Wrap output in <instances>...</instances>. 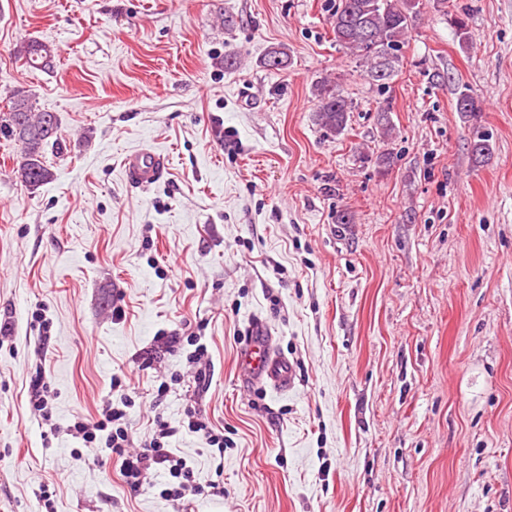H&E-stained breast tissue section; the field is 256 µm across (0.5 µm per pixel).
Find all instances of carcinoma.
I'll use <instances>...</instances> for the list:
<instances>
[{
	"instance_id": "1",
	"label": "carcinoma",
	"mask_w": 512,
	"mask_h": 512,
	"mask_svg": "<svg viewBox=\"0 0 512 512\" xmlns=\"http://www.w3.org/2000/svg\"><path fill=\"white\" fill-rule=\"evenodd\" d=\"M420 0H338L329 17L336 45L353 56L359 67L381 87L387 80L378 77L381 60L390 57L392 74L402 61V48L420 13ZM24 64L44 69L53 64L55 50L42 42L28 40L15 50ZM317 100L315 120L328 132L344 133L351 102L341 84L325 79L314 87ZM456 111L465 118L479 112L475 99L462 90L456 99ZM58 116L40 111L32 97L23 91L8 96L0 110V137L13 140L21 147V160L13 169L15 179L28 189L49 182L53 173L47 165L45 150L60 143Z\"/></svg>"
}]
</instances>
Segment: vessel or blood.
<instances>
[{
    "mask_svg": "<svg viewBox=\"0 0 512 512\" xmlns=\"http://www.w3.org/2000/svg\"><path fill=\"white\" fill-rule=\"evenodd\" d=\"M128 182L137 187H147L162 175L163 161L153 152L135 151L124 159ZM244 376L249 384L286 392L295 385V370L288 359L276 353L273 334L267 326L257 323L250 331L245 348L240 355Z\"/></svg>",
    "mask_w": 512,
    "mask_h": 512,
    "instance_id": "vessel-or-blood-1",
    "label": "vessel or blood"
}]
</instances>
